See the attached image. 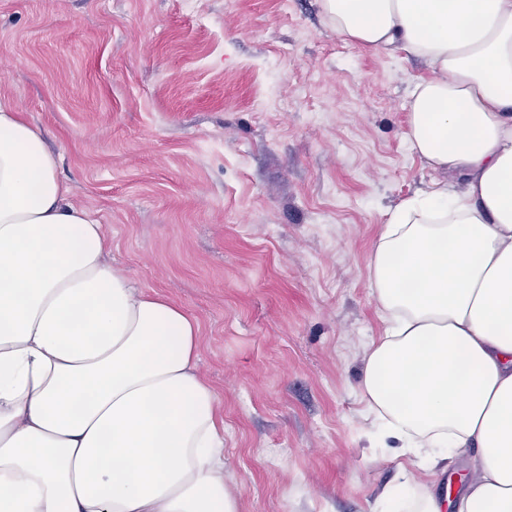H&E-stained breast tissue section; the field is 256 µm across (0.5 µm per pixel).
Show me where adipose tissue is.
I'll use <instances>...</instances> for the list:
<instances>
[{"mask_svg":"<svg viewBox=\"0 0 512 512\" xmlns=\"http://www.w3.org/2000/svg\"><path fill=\"white\" fill-rule=\"evenodd\" d=\"M344 41L425 61L407 140L441 180L368 263L384 328L358 388L394 440L386 512H512V0H320ZM40 131L0 102V512H240L200 325L106 260ZM456 498L433 478L459 449ZM476 456V450L473 448H463L460 450L457 457L449 465L448 468V481L447 473L439 475L437 485L438 489L445 491V486H452L454 490L460 487L471 474L472 465ZM451 480V483L449 482Z\"/></svg>","mask_w":512,"mask_h":512,"instance_id":"ef3b65f1","label":"adipose tissue"}]
</instances>
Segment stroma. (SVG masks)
Masks as SVG:
<instances>
[{
	"label": "stroma",
	"mask_w": 512,
	"mask_h": 512,
	"mask_svg": "<svg viewBox=\"0 0 512 512\" xmlns=\"http://www.w3.org/2000/svg\"><path fill=\"white\" fill-rule=\"evenodd\" d=\"M0 0V100L43 132L113 262L201 325L241 512H368L396 464L356 386L367 262L436 175L405 139L420 61L319 0Z\"/></svg>",
	"instance_id": "obj_1"
}]
</instances>
